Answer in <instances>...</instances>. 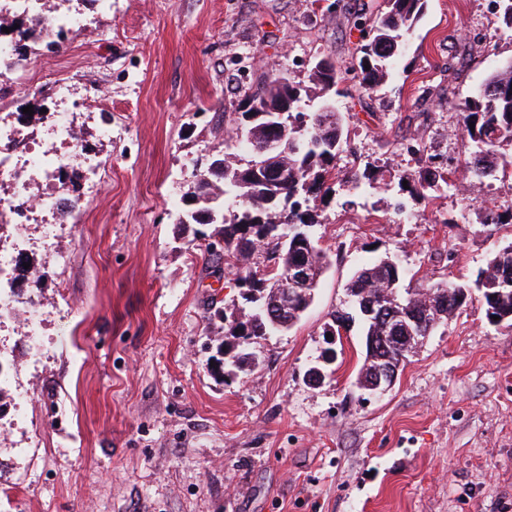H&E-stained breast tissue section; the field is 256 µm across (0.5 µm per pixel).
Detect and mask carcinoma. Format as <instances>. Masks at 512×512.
Wrapping results in <instances>:
<instances>
[{"mask_svg": "<svg viewBox=\"0 0 512 512\" xmlns=\"http://www.w3.org/2000/svg\"><path fill=\"white\" fill-rule=\"evenodd\" d=\"M427 0H387V11L376 17L369 28L370 38L362 44L361 55L342 67L312 69L309 81L322 92L339 94L338 86L354 80L367 93L383 84L398 55L394 44L399 38H408L424 13ZM304 87L284 76L261 75L251 84L246 100L257 101L269 111L287 103L301 101ZM463 135L468 152L463 159L464 172L469 181L483 182L494 177V172L506 163L499 162L501 149L512 147V65L493 74L479 92L465 101ZM246 113L235 118L236 125H244L256 142L267 136L263 119L244 120ZM309 127H289L279 152L269 156L270 175L266 180H254L248 167L237 164L227 154L213 159L197 169L190 199L195 207L177 211L180 224H219L221 240L210 243L214 260L236 269V281H245L250 287L275 281L282 287L286 267L295 261H304L316 276L326 269V257L319 247L316 227L318 215L305 207L312 198L332 191L336 179V161L347 144L345 124L339 112H310ZM436 156L429 155L426 167L412 179L409 193L425 199L439 189V171L432 167ZM224 183V196L233 201L230 217H224V206L209 204L219 183ZM301 224L308 232V244L291 248L281 241L286 227ZM263 248L268 255L267 275H258L248 264L251 254ZM512 241L491 253L486 267L475 280L489 323L494 317L508 315L512 322ZM403 270L399 263L387 256L360 266L346 284L352 301L365 299L371 303L393 306L399 301L403 311H418L421 325L413 328V344L429 336L448 316L461 310L471 296L465 285L436 282L425 287V292L399 293V286L389 290L387 283L401 281ZM250 304L248 316L258 323L247 328L246 323L229 322L225 335L234 339L242 336H265L277 331L264 316L265 300L244 297Z\"/></svg>", "mask_w": 512, "mask_h": 512, "instance_id": "obj_1", "label": "carcinoma"}]
</instances>
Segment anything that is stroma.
<instances>
[{
    "mask_svg": "<svg viewBox=\"0 0 512 512\" xmlns=\"http://www.w3.org/2000/svg\"><path fill=\"white\" fill-rule=\"evenodd\" d=\"M342 2L327 14L319 0H112L103 14L97 0H53L98 25L27 52L0 113L56 107L57 77L82 96L83 76L98 75L108 100L85 99L75 118L109 175L61 229L66 262L36 243L24 254L53 275L20 297L54 308L38 357L22 328L0 329L31 399L17 427L12 396H0V512H512V326L490 324L480 297L385 393L356 384L357 322L323 383L305 381L362 263L396 258L410 291L469 285L512 241V175L468 193L459 165L460 103L512 62V34L484 0H428L389 78L337 96L349 144L330 196L310 202L329 260L315 299L289 331L251 344V371L212 363L235 274L206 252L217 225L177 223L172 204L200 165L248 153L231 122L247 90L231 75L239 60L297 81L314 58L351 61L358 3ZM417 137L429 154L451 152L447 187L419 199L347 183L368 165L417 177L423 163L406 150ZM490 211L501 223L483 224Z\"/></svg>",
    "mask_w": 512,
    "mask_h": 512,
    "instance_id": "1",
    "label": "stroma"
}]
</instances>
